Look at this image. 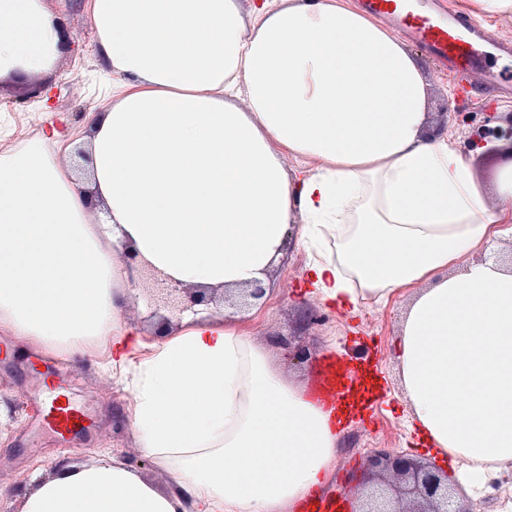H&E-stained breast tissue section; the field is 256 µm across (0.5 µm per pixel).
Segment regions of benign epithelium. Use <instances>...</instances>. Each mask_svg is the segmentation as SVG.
Here are the masks:
<instances>
[{"label": "benign epithelium", "instance_id": "benign-epithelium-1", "mask_svg": "<svg viewBox=\"0 0 512 512\" xmlns=\"http://www.w3.org/2000/svg\"><path fill=\"white\" fill-rule=\"evenodd\" d=\"M505 130L484 129L476 133L480 144L488 151L500 153L512 160V115ZM159 292L164 295V304L148 293L145 295L148 317L160 319L161 325L171 326L172 320L187 316L204 317L212 314L217 305V295H222L224 307L239 309L260 299L265 288L259 283L247 288L240 297L233 299L226 291L215 288H189L180 282H161ZM385 462L396 482L387 490L371 489L359 498L358 505L351 512H466L463 501L455 496L448 486V473L430 465H424L406 454L383 453L371 460L369 466Z\"/></svg>", "mask_w": 512, "mask_h": 512}]
</instances>
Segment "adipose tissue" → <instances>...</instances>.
<instances>
[{"mask_svg":"<svg viewBox=\"0 0 512 512\" xmlns=\"http://www.w3.org/2000/svg\"><path fill=\"white\" fill-rule=\"evenodd\" d=\"M118 84L77 162L57 130L0 154V331L70 360L98 337L131 367V424L172 481L107 453L58 463L19 512H293L334 466L330 414L227 321L186 318L129 364L122 321L148 269L196 288L264 279L289 233L313 292L353 306L410 291L405 401L466 490L512 463V170L478 181L401 39L346 0H87ZM63 41L44 0H0V81L42 75ZM299 166L286 170V158ZM127 245L132 266L112 262Z\"/></svg>","mask_w":512,"mask_h":512,"instance_id":"adipose-tissue-1","label":"adipose tissue"}]
</instances>
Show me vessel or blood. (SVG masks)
<instances>
[{"label": "vessel or blood", "mask_w": 512, "mask_h": 512, "mask_svg": "<svg viewBox=\"0 0 512 512\" xmlns=\"http://www.w3.org/2000/svg\"><path fill=\"white\" fill-rule=\"evenodd\" d=\"M366 13L404 31L438 67L496 94L512 91V45L496 39L478 20L463 21L457 11L434 14L426 0H360ZM347 369L333 358L321 364L318 398L330 404L345 387ZM46 410L39 424L60 438L85 431L89 414L65 398L58 385L45 390Z\"/></svg>", "instance_id": "vessel-or-blood-1"}]
</instances>
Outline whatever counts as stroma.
I'll use <instances>...</instances> for the list:
<instances>
[{
  "label": "stroma",
  "instance_id": "35a3bbf8",
  "mask_svg": "<svg viewBox=\"0 0 512 512\" xmlns=\"http://www.w3.org/2000/svg\"><path fill=\"white\" fill-rule=\"evenodd\" d=\"M50 10L65 25L63 52L51 75L29 77L0 87V152L29 141L43 129L56 127L61 139H80L88 128L90 109L112 101V76L94 52L96 31L85 10V0H47ZM411 55L419 63L426 83L427 126L447 128L454 147L473 175L487 185V207L497 212L501 198L493 187L501 171L511 165L496 160L484 149L470 147L474 130L483 125L506 127L512 101H493L461 79L438 75L432 60L418 47ZM39 96H32L33 88ZM448 119H441V111ZM309 256L296 237H287L283 252L264 282L265 295L245 314L236 316L238 327L265 349L279 372L289 381L313 390L316 359L329 352L348 355L366 372L365 388L358 395L362 410L351 413L339 432L335 466L323 491H349L378 451L406 452L448 474L458 470L451 459L436 451L413 421L400 386L395 346L408 294L398 292L386 302L365 301L357 309L330 306L311 295L307 285ZM10 353L0 356V407L7 417L0 422V512H19L23 498L34 488V476H48L58 462L83 465L107 452L135 470L156 489L171 485L168 474L146 455L129 422L134 391L108 357L97 351L71 362L67 372L70 396L90 411V432L63 441L33 425L42 413L35 379L43 367L19 337H9ZM303 349L305 361L292 353ZM469 512H512V466L491 471L479 497H465Z\"/></svg>",
  "mask_w": 512,
  "mask_h": 512
}]
</instances>
